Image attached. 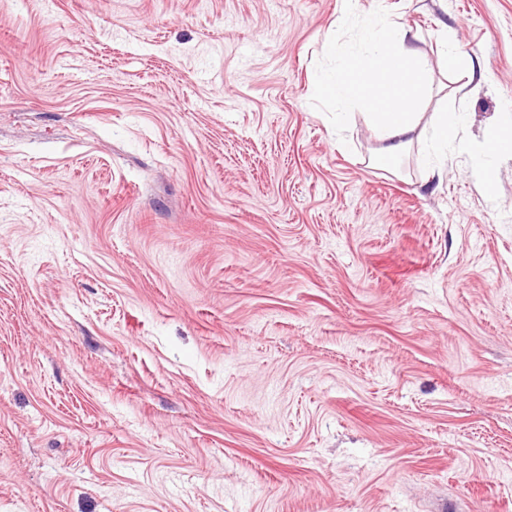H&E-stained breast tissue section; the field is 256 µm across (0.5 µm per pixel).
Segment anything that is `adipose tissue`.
Here are the masks:
<instances>
[{"instance_id":"1","label":"adipose tissue","mask_w":512,"mask_h":512,"mask_svg":"<svg viewBox=\"0 0 512 512\" xmlns=\"http://www.w3.org/2000/svg\"><path fill=\"white\" fill-rule=\"evenodd\" d=\"M366 25L369 48L350 51L341 66L319 80L317 90L337 106L358 103L368 108L373 125L387 142L382 158L390 163L410 143L415 107L426 93V65L408 46V30L380 13Z\"/></svg>"}]
</instances>
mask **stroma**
Segmentation results:
<instances>
[{
  "label": "stroma",
  "instance_id": "1",
  "mask_svg": "<svg viewBox=\"0 0 512 512\" xmlns=\"http://www.w3.org/2000/svg\"><path fill=\"white\" fill-rule=\"evenodd\" d=\"M374 11L428 64L395 167L313 92ZM343 12L0 0V512H512V0ZM463 122L459 112H437L433 118V148L436 154L457 151L461 147L458 133ZM500 157H512V130L495 129L486 141L484 149L475 157L474 167L482 184L489 188L490 174L496 172L495 163Z\"/></svg>",
  "mask_w": 512,
  "mask_h": 512
}]
</instances>
